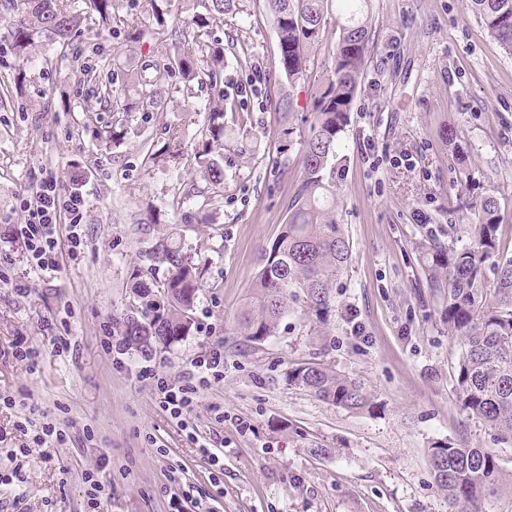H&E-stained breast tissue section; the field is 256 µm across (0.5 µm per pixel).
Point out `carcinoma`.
<instances>
[{
  "mask_svg": "<svg viewBox=\"0 0 512 512\" xmlns=\"http://www.w3.org/2000/svg\"><path fill=\"white\" fill-rule=\"evenodd\" d=\"M126 0H27V17L14 24L12 50L16 57H30L36 41L51 35L64 45L80 30L88 14L108 31L119 19ZM273 16L277 35L276 76L292 86L310 80L314 60L309 49L324 36L331 0H258ZM347 11L335 50L313 85L308 132L293 119L292 99L282 95L275 110L288 116L280 138L301 146V177L285 214L282 231L264 250L252 284L248 307L238 318L240 334L260 342L276 333L288 315L289 300L304 297L307 312L326 320L334 301L333 288L343 274L351 247L344 225L336 218V184L330 178L341 133L346 129L364 67L373 47L369 0H342ZM470 10L500 47L512 55V0H466ZM235 9V0H196V11L184 29L168 25L160 0L144 28L125 30V40L138 43L146 32L158 30L174 44L189 39L190 52H175L164 63L152 62L130 73L121 72L112 60L105 71L82 66L80 74L112 92V77L122 73L132 93L115 100L120 112H143L160 107L166 89L150 74L152 69L177 73L186 83H221L224 47L205 40L208 30ZM239 111V104L225 99L208 110L205 141L194 159L212 184L224 182V168L217 153L224 144V113ZM180 128L168 129L159 154L162 162L181 159ZM500 204L485 197L477 205L471 225L473 243L446 247L433 240L423 248L421 266L427 280L444 293L447 305L443 321L448 334L459 338L456 386L464 409L493 429L498 441H512V254L499 247ZM153 261L164 267V276L137 282L141 288L137 306L121 322V335L139 348L170 346L189 334L195 325L193 310L201 287L199 262L184 251L181 235L170 231L157 245ZM494 275L486 288L487 272ZM288 382L302 387L324 402L350 410L371 406L363 387L321 363L305 362L290 369ZM431 465L437 487L448 499V512H500L503 494L512 504V471L507 472L492 448H433Z\"/></svg>",
  "mask_w": 512,
  "mask_h": 512,
  "instance_id": "cac0c4a2",
  "label": "carcinoma"
}]
</instances>
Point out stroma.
<instances>
[{
	"mask_svg": "<svg viewBox=\"0 0 512 512\" xmlns=\"http://www.w3.org/2000/svg\"><path fill=\"white\" fill-rule=\"evenodd\" d=\"M374 46L334 161L336 214L351 253L327 321L294 298L274 336L251 342L236 331L264 250L278 236L301 175L300 146L272 169L284 88L274 76L277 40L270 14L253 0L211 30L230 63L222 88L161 73L164 108L126 114L99 104L79 85L58 44L42 41L28 62L11 52L20 0H0V76L26 73L21 94L0 108V218L23 223L24 196L48 173L88 203L86 246L64 259L56 278L30 279L29 293L0 287V348H39L38 364L0 358V393L35 418L67 424L68 441L38 447L16 426L19 409L0 411V470L22 482L0 485V512H89L84 472L114 487L101 512H448L429 452L495 449L512 470V443L469 415L456 391L459 341L442 320V293L427 281L419 246L469 244L476 203L500 202V244L512 253V56L465 7V0H370ZM164 36L139 44L91 25L67 51L88 63L171 52ZM248 54L261 75L256 91L232 59ZM241 109L224 116V182L200 173L194 155L207 108L222 98ZM185 133L181 160L155 155L166 127ZM124 128L113 139V128ZM388 159L378 170L361 148ZM463 162L452 158L453 148ZM194 194L215 221L199 224L179 198ZM204 266L188 336L140 351L107 347L106 330L137 302L134 285L170 227ZM361 322L367 338L352 333ZM66 336L70 352L50 339ZM224 346V378L203 392L194 417L201 441L225 442L220 486L211 467L138 379L142 366L176 375L205 347ZM123 370H115L113 360ZM320 362L359 383L371 409L324 402L288 383L291 367ZM222 402L230 421L209 406ZM249 426L236 429V420ZM164 453H157V446ZM178 482H170L171 471Z\"/></svg>",
	"mask_w": 512,
	"mask_h": 512,
	"instance_id": "obj_1",
	"label": "stroma"
}]
</instances>
